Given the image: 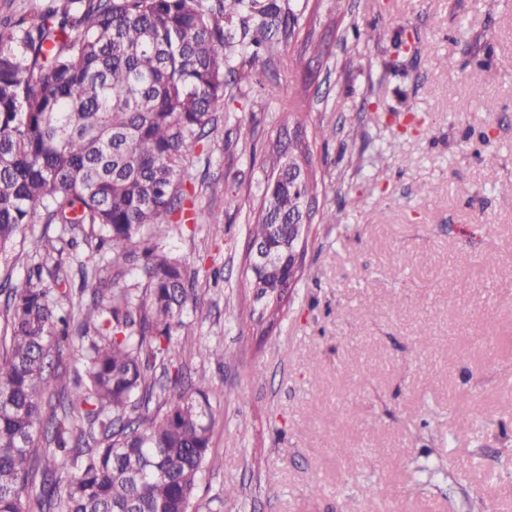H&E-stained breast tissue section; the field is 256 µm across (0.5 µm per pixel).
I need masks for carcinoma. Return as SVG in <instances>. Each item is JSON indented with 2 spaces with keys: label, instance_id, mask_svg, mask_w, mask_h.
<instances>
[{
  "label": "carcinoma",
  "instance_id": "obj_1",
  "mask_svg": "<svg viewBox=\"0 0 512 512\" xmlns=\"http://www.w3.org/2000/svg\"><path fill=\"white\" fill-rule=\"evenodd\" d=\"M295 23L272 0H44L0 33V257L36 224L89 245L74 256L80 320L43 278L69 282L59 263L0 286V512H200L220 393L184 386L177 366L198 300L180 259L136 247L174 213L188 220V155L211 132L226 76L265 66ZM311 193L309 177L294 194L265 188L249 241L272 239L274 224L288 239ZM127 264L142 290L101 277ZM76 342L74 399L54 398Z\"/></svg>",
  "mask_w": 512,
  "mask_h": 512
}]
</instances>
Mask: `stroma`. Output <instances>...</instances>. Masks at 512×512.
<instances>
[{
  "mask_svg": "<svg viewBox=\"0 0 512 512\" xmlns=\"http://www.w3.org/2000/svg\"><path fill=\"white\" fill-rule=\"evenodd\" d=\"M276 2L299 19L266 68L279 93L238 82L197 169V222L148 242L198 271L183 371L222 392L197 501L203 512H512V0ZM354 23L380 40L356 45ZM464 29L491 38L489 69L468 64ZM398 36L421 43L419 58ZM298 130L336 221L312 224L305 274L262 336L242 274L249 216L268 145ZM35 231L47 241H16L0 281L71 264L55 229Z\"/></svg>",
  "mask_w": 512,
  "mask_h": 512,
  "instance_id": "35a3bbf8",
  "label": "stroma"
}]
</instances>
